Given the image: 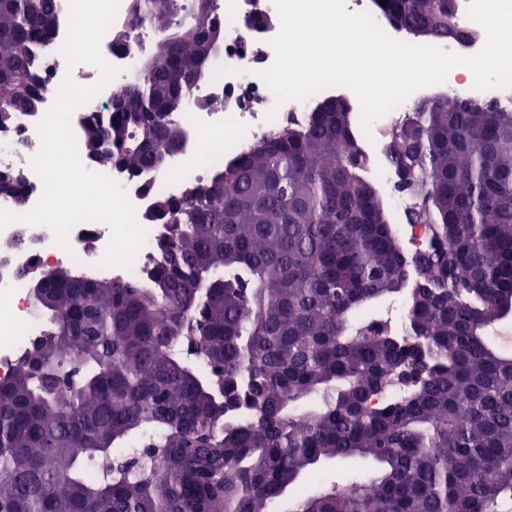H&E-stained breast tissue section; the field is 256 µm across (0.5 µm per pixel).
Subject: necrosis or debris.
<instances>
[{
	"mask_svg": "<svg viewBox=\"0 0 512 512\" xmlns=\"http://www.w3.org/2000/svg\"><path fill=\"white\" fill-rule=\"evenodd\" d=\"M131 4L132 0H120L111 30L100 42L103 58L118 74L75 110L71 117L73 134H80L84 120L103 111L113 94L139 76L140 61L149 52L152 31L132 26ZM211 18L214 25L224 31V46L211 55L205 77L186 97L182 111L174 115L185 135L184 148L169 157L166 169L161 172L144 169L130 176L114 167L97 164L92 167L93 172L108 176L124 190L145 232L144 244L132 263L103 265L111 230L100 221L74 226L63 246L57 243L53 230L44 225L17 222L0 231V378L12 375L30 345L48 330L47 321L35 312L29 288L17 278V271L34 267L45 270L66 263L101 278L145 276L156 257L155 240L160 233L159 225L149 219L156 197H180L187 182L208 178L253 141L287 125L304 122L309 112L325 98L349 95V88L329 87L305 100L275 106L272 92L259 77L275 58L270 41L280 30V19L273 0H213ZM67 28L68 0H59L52 66L46 75L44 104L48 107L52 106L65 76H73L77 83L85 86L99 78L98 69L89 64L68 68L61 53ZM117 31L124 32L126 42L115 41L113 34ZM409 106V101H402L376 120L364 137L375 175L390 187L391 204L398 212L408 208L410 199L396 190V177L385 160L384 148L387 136L405 123ZM40 121L37 115L23 118L9 133L0 135V166L18 165L26 170L23 205L0 196V209L23 214L31 210L42 195V182L30 168Z\"/></svg>",
	"mask_w": 512,
	"mask_h": 512,
	"instance_id": "necrosis-or-debris-1",
	"label": "necrosis or debris"
}]
</instances>
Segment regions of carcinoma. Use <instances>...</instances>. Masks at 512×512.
<instances>
[{
    "label": "carcinoma",
    "mask_w": 512,
    "mask_h": 512,
    "mask_svg": "<svg viewBox=\"0 0 512 512\" xmlns=\"http://www.w3.org/2000/svg\"><path fill=\"white\" fill-rule=\"evenodd\" d=\"M453 2L379 9L442 40ZM176 11L135 0L178 54L158 41L89 119L97 163L159 171L158 150L182 148L169 115L207 54ZM55 17V0H0L1 129L41 108ZM488 106L422 99L385 146L424 251H405L334 96L158 198L146 278H30L49 330L0 379V512H512V353L487 336L512 319V108ZM397 297L403 336L377 319ZM333 461L373 471L292 497Z\"/></svg>",
    "instance_id": "obj_1"
}]
</instances>
